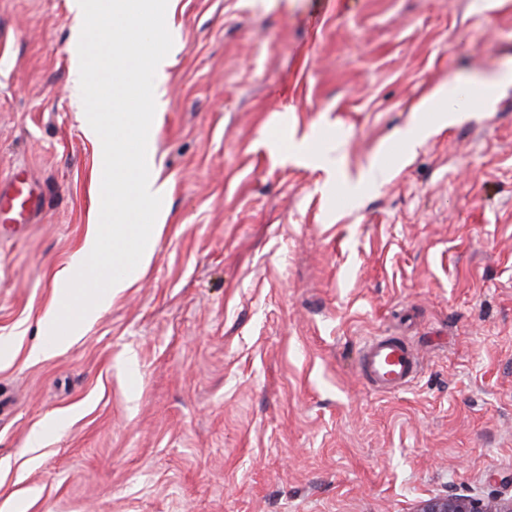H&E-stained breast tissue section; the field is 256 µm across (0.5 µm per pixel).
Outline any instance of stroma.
Wrapping results in <instances>:
<instances>
[{"label":"stroma","instance_id":"35a3bbf8","mask_svg":"<svg viewBox=\"0 0 512 512\" xmlns=\"http://www.w3.org/2000/svg\"><path fill=\"white\" fill-rule=\"evenodd\" d=\"M68 2L0 0V190L43 198L0 232V512L512 497V0H175L152 259L32 361L99 221ZM420 360L404 341L392 336H375L363 347L362 374L383 392L401 391L418 375Z\"/></svg>","mask_w":512,"mask_h":512}]
</instances>
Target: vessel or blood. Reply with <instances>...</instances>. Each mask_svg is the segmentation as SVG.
Masks as SVG:
<instances>
[{
	"instance_id": "b4317fda",
	"label": "vessel or blood",
	"mask_w": 512,
	"mask_h": 512,
	"mask_svg": "<svg viewBox=\"0 0 512 512\" xmlns=\"http://www.w3.org/2000/svg\"><path fill=\"white\" fill-rule=\"evenodd\" d=\"M36 202L28 181L19 180L11 194L0 193V213L10 210L35 211ZM420 360L404 341L392 336H376L363 347L360 366L363 375L377 389L394 392L409 387L418 375Z\"/></svg>"
}]
</instances>
